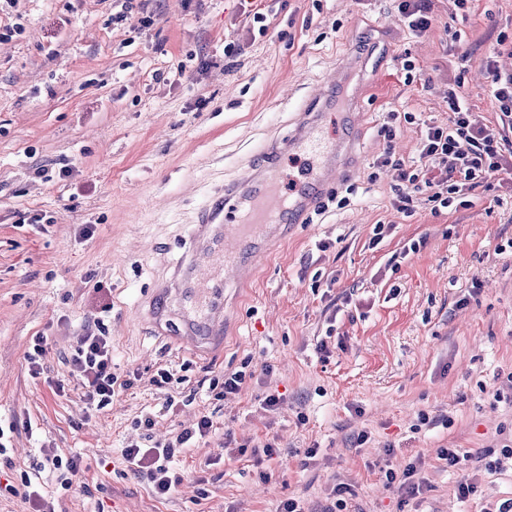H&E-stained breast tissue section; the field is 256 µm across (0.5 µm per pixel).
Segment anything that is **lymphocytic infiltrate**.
<instances>
[{
    "label": "lymphocytic infiltrate",
    "mask_w": 512,
    "mask_h": 512,
    "mask_svg": "<svg viewBox=\"0 0 512 512\" xmlns=\"http://www.w3.org/2000/svg\"><path fill=\"white\" fill-rule=\"evenodd\" d=\"M489 90L498 103L496 123L477 125L463 96L456 89L448 91V123L422 130L418 142L417 165H406L384 152L380 165L394 172V208L410 212L414 194L428 192L436 209L456 203V193L475 189L486 178L504 174L501 163L505 139L502 129L512 128V73L489 66ZM70 373L78 380L87 399L96 409L111 404L119 389L128 388L130 380L119 379L112 371V345L105 334L88 333L80 340L68 360ZM214 427L209 417H201L196 426L183 429L175 442L151 446L133 444L122 449L121 456L130 470L146 478L156 494L166 495L180 482L171 464L182 445L208 435Z\"/></svg>",
    "instance_id": "lymphocytic-infiltrate-1"
}]
</instances>
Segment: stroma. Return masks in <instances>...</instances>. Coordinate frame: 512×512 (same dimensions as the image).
<instances>
[{
	"label": "stroma",
	"instance_id": "stroma-1",
	"mask_svg": "<svg viewBox=\"0 0 512 512\" xmlns=\"http://www.w3.org/2000/svg\"><path fill=\"white\" fill-rule=\"evenodd\" d=\"M429 5L433 26L417 34L398 0H263L262 36L240 0H0V512H32L25 473L52 512H278L291 498L324 512L343 483L350 512H491L512 498L511 472L481 471L459 501L437 457L500 448L512 423V408L490 400L512 372V254L494 252L512 240V184L489 179L449 210L419 195L406 216L376 166L388 113H412L393 146L417 160L421 129L448 121L450 86L477 120H495L485 73L492 60L512 69V0ZM363 41L374 52L358 53ZM231 43L243 50L228 59ZM342 58L352 79L337 87ZM329 83L317 111L327 135H353L362 195L308 213L247 284L227 288L223 345L195 353L155 333L142 308L186 261L204 205L265 143L287 140L297 109ZM347 97L364 115L356 132ZM97 329L132 385L94 414L66 362ZM38 336L49 347L35 377L26 354ZM161 368L179 385L157 386ZM242 368L251 379L225 395V373ZM274 390L285 404L261 409ZM422 412L435 425L416 428ZM202 415L215 429L178 455L183 479L168 495L125 467L128 443L174 439ZM267 440L278 454L255 465ZM77 452L67 493L42 465ZM414 461L415 498L384 477Z\"/></svg>",
	"mask_w": 512,
	"mask_h": 512
}]
</instances>
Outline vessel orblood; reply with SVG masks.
Masks as SVG:
<instances>
[{
	"label": "vessel or blood",
	"instance_id": "1",
	"mask_svg": "<svg viewBox=\"0 0 512 512\" xmlns=\"http://www.w3.org/2000/svg\"><path fill=\"white\" fill-rule=\"evenodd\" d=\"M321 94L310 97L288 150L306 156L305 172L282 189L273 169L248 165L237 186L225 189L218 204L206 209L199 225L185 276L174 277L154 298L156 324L179 314V340L198 349L223 335L224 289L255 272L258 259L284 226L301 223L331 185L352 182L358 172L342 142L325 138L315 108Z\"/></svg>",
	"mask_w": 512,
	"mask_h": 512
}]
</instances>
